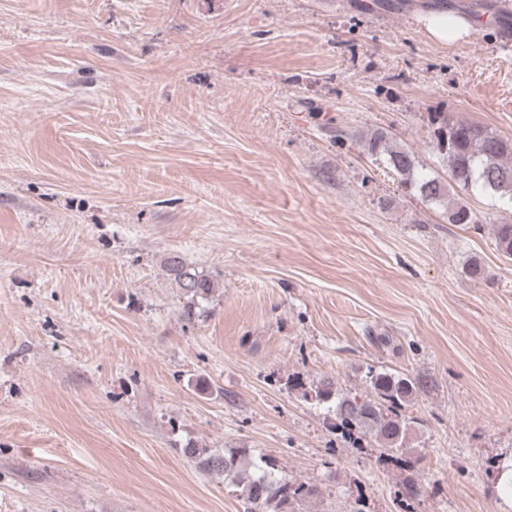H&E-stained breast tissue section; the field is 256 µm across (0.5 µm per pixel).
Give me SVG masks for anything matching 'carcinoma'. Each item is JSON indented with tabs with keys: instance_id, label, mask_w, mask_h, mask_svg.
<instances>
[{
	"instance_id": "1",
	"label": "carcinoma",
	"mask_w": 512,
	"mask_h": 512,
	"mask_svg": "<svg viewBox=\"0 0 512 512\" xmlns=\"http://www.w3.org/2000/svg\"><path fill=\"white\" fill-rule=\"evenodd\" d=\"M427 127L448 173L446 181L436 175L418 174L413 152L397 144L386 130L375 129L359 136L336 126L331 133L337 142L360 138L374 162L386 167L422 201L443 207L450 224L476 223L471 208L452 192L454 184L463 190L475 185L492 196L512 199V138L474 122L455 120L440 110L428 113ZM493 232L496 249L512 258V224H496ZM162 264L166 276L186 300L182 316L189 321L195 319L201 303L214 295L218 285L177 253L166 255ZM364 380L367 391L359 396L338 390L331 379L303 389V396L331 409L335 429L352 447L360 448L369 439L388 451L389 460L411 465L415 449L409 444L418 422L405 418L402 411L433 388L431 379L370 366ZM182 451L200 470L231 478L245 512H299L304 501L318 495L317 485L309 481L276 475L277 464L267 457L254 462L244 452L206 448L193 442Z\"/></svg>"
}]
</instances>
